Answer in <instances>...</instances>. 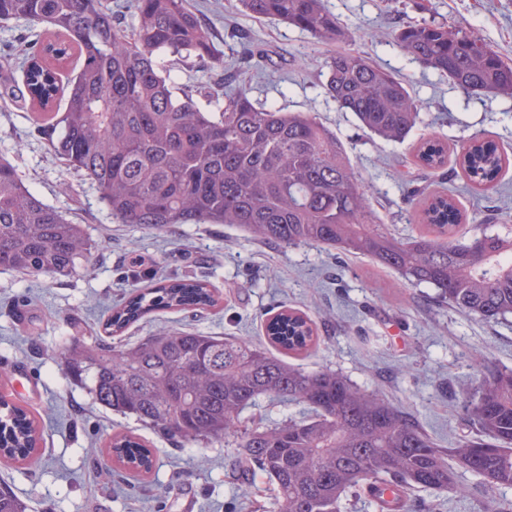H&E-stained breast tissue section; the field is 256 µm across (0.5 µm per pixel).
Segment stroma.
<instances>
[{
    "label": "stroma",
    "mask_w": 512,
    "mask_h": 512,
    "mask_svg": "<svg viewBox=\"0 0 512 512\" xmlns=\"http://www.w3.org/2000/svg\"><path fill=\"white\" fill-rule=\"evenodd\" d=\"M236 72L245 50L254 100L286 112H309L346 145L383 224L403 235L421 230V211L436 193L452 195L464 218L512 225V97L476 95L419 64L398 46L404 26L423 21L478 36L512 64V0H326L348 38L336 44L278 20L256 19L236 0H188ZM17 22H0V158L46 203L82 225L97 242L88 269L53 280L0 271V395L31 411L43 439L34 462H1L0 480L33 512H262L271 484L262 474L243 479L236 451L223 443L182 444L133 418L94 403L66 378L56 345L112 339L132 344L160 324L208 336L266 340L267 319L284 309L316 322L317 339L285 361L308 371L331 369L382 393L413 413L442 446L469 429L459 404L474 389L472 358L484 354L512 367V320L486 322L436 306L424 288L402 286L397 275L370 260L317 246L286 248L246 238L226 224H174L148 233L113 223L86 177L50 152L33 125L34 110L11 46L25 35ZM339 52L367 56L396 74L422 104L420 121L404 144L369 137L351 113L321 95L329 59ZM479 136L495 142L507 162L493 188L470 186L460 164L463 145ZM448 148L446 165L431 173L417 163L420 139ZM195 276L218 289V308L193 315L159 311L110 337L108 310L133 289L160 279ZM133 435L152 448L148 473L108 465L113 436ZM466 498L414 493L412 512H479L487 489L461 474Z\"/></svg>",
    "instance_id": "obj_1"
}]
</instances>
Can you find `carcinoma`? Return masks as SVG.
Masks as SVG:
<instances>
[{
  "label": "carcinoma",
  "mask_w": 512,
  "mask_h": 512,
  "mask_svg": "<svg viewBox=\"0 0 512 512\" xmlns=\"http://www.w3.org/2000/svg\"><path fill=\"white\" fill-rule=\"evenodd\" d=\"M131 25L106 0H0V21H24L36 40L21 47L24 85L39 111L36 128L51 151L94 183L119 224L161 231L172 224H232L251 238L284 247L315 245L370 258L412 287L430 285L439 302L495 321L512 314V236L462 225L454 202L426 203L428 231L391 232L373 209L346 146L309 112L260 105L239 72L219 92H175L169 55L224 66L187 0H131ZM257 19H275L323 43L347 33L325 0H238ZM399 47L425 67L477 94L512 97V66L473 34L434 23L411 24ZM79 67L62 81L71 58ZM322 92L369 133L402 143L420 105L399 79L362 54L327 64ZM58 112L45 108L59 96ZM209 98L216 111L200 106ZM416 157L445 164V145L427 139ZM506 161L498 146L474 139L461 158L468 181L485 186ZM95 248L81 225L45 203L0 159V269L34 278L70 276ZM210 283L169 278L132 292L111 308L109 335L159 310L216 305ZM269 342L290 353L316 340L307 315L283 310L266 325ZM65 374L99 405L187 443L239 449V468L266 475L276 493L269 512H341L349 494L378 512H405L407 495L462 497L458 471L485 487H512V368L474 357L479 383L461 405L472 434L442 448L408 412L378 391L331 371H306L238 336H207L163 324L124 347L101 342L58 350ZM304 406L309 414L244 426L242 412L262 399ZM40 428L29 412L0 396V459L30 460ZM116 459L149 471L145 442L115 436ZM0 486V512H27Z\"/></svg>",
  "instance_id": "cac0c4a2"
}]
</instances>
